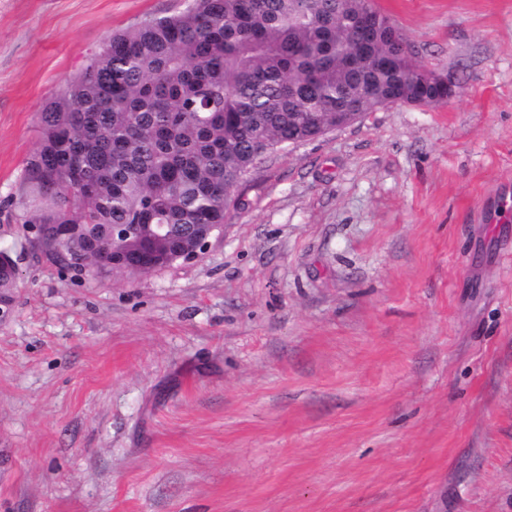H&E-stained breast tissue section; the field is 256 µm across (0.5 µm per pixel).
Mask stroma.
Listing matches in <instances>:
<instances>
[{"label": "stroma", "mask_w": 512, "mask_h": 512, "mask_svg": "<svg viewBox=\"0 0 512 512\" xmlns=\"http://www.w3.org/2000/svg\"><path fill=\"white\" fill-rule=\"evenodd\" d=\"M190 2L0 0V512H512V0H377L454 97L267 155L195 262L62 271L37 114ZM18 288V269L13 262L4 258L0 261V304L8 311H12Z\"/></svg>", "instance_id": "obj_1"}]
</instances>
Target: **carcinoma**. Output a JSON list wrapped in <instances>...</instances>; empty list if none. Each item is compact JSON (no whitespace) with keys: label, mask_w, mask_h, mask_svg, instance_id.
Segmentation results:
<instances>
[{"label":"carcinoma","mask_w":512,"mask_h":512,"mask_svg":"<svg viewBox=\"0 0 512 512\" xmlns=\"http://www.w3.org/2000/svg\"><path fill=\"white\" fill-rule=\"evenodd\" d=\"M372 0H192L110 35L38 113L39 146L19 183L31 246L112 274L123 250L164 269L226 221L268 153L336 129L345 112L429 104L442 93ZM69 224L59 239L53 225ZM18 269L0 261V306Z\"/></svg>","instance_id":"1"}]
</instances>
